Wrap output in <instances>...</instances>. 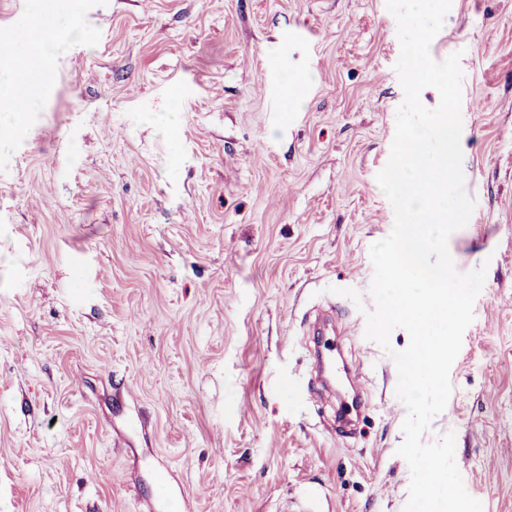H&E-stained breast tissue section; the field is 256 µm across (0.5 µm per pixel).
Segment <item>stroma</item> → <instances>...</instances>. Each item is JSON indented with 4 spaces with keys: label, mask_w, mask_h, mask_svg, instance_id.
<instances>
[{
    "label": "stroma",
    "mask_w": 512,
    "mask_h": 512,
    "mask_svg": "<svg viewBox=\"0 0 512 512\" xmlns=\"http://www.w3.org/2000/svg\"><path fill=\"white\" fill-rule=\"evenodd\" d=\"M1 33L43 77L0 138V512H165L161 465L186 512H404L410 337L365 336L404 100L385 0H0ZM457 51L476 207L448 250L487 274L422 440L454 433L512 512V0H452L431 54ZM328 305L348 425L350 385L306 395Z\"/></svg>",
    "instance_id": "35a3bbf8"
}]
</instances>
